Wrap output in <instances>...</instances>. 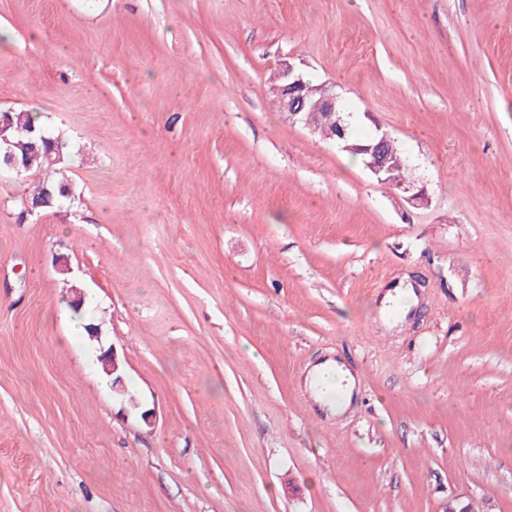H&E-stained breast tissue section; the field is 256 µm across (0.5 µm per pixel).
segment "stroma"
Listing matches in <instances>:
<instances>
[{"label":"stroma","instance_id":"stroma-1","mask_svg":"<svg viewBox=\"0 0 512 512\" xmlns=\"http://www.w3.org/2000/svg\"><path fill=\"white\" fill-rule=\"evenodd\" d=\"M284 63L427 203L288 122ZM0 109L78 192L26 218L0 174V512H512V0H0ZM326 354L359 379L329 418ZM395 142V139L387 131H383L381 128H377V133L372 137L368 144L346 146V148L360 150L369 154L373 158L371 163L369 162L372 160V158L369 155L352 152L355 155L361 156L363 160L367 162V164L369 163L368 166H370L373 175L379 182L393 187L394 189H402L403 193L408 194L407 198L410 201L423 203L427 200L424 186H419L414 181L408 184H399L393 181L391 175L392 167L393 171H395L396 179H401V181H403L404 178L409 177L405 157ZM388 144H395L393 147H389L391 151V164L390 157L386 153V146ZM97 362L107 375H112V390L124 398L128 391L122 377L120 358L116 348L102 349L97 357ZM305 383L319 407L331 416H338L345 412L351 402L356 386V373L343 362L329 359L314 366L306 376ZM339 383L343 386L342 396L335 402L330 401L328 397L338 395L336 388Z\"/></svg>","mask_w":512,"mask_h":512}]
</instances>
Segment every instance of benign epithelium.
<instances>
[{
	"instance_id": "7a95c632",
	"label": "benign epithelium",
	"mask_w": 512,
	"mask_h": 512,
	"mask_svg": "<svg viewBox=\"0 0 512 512\" xmlns=\"http://www.w3.org/2000/svg\"><path fill=\"white\" fill-rule=\"evenodd\" d=\"M276 80L277 83L272 85V91L276 95L281 111L287 115L289 121L293 123L301 121V115L305 112H320L325 124L331 128V136L345 137L343 117L337 110L342 98L336 93L334 86H313L307 83L290 63L279 70ZM6 131L7 126L0 121V146L4 147L5 151L4 156L0 158V169L20 176L23 174V164L10 151V141ZM391 144H395V139L388 132L379 129L368 144L356 145L354 149L365 152L373 158L369 166L379 182L402 189L410 201L420 203L426 201L425 188L416 182L399 184L393 181L390 157L386 153V146ZM97 362L106 374L112 376V391L121 397L125 396L127 389L116 348L112 346L102 350L97 357Z\"/></svg>"
}]
</instances>
